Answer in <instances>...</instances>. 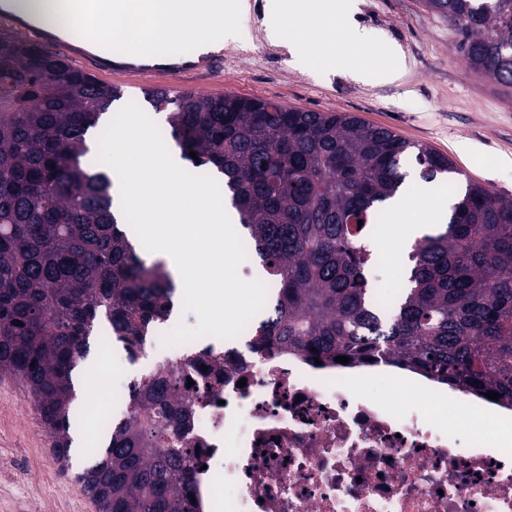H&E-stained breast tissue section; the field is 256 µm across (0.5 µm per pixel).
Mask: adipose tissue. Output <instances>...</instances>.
<instances>
[{"mask_svg": "<svg viewBox=\"0 0 512 512\" xmlns=\"http://www.w3.org/2000/svg\"><path fill=\"white\" fill-rule=\"evenodd\" d=\"M354 0H275L273 10L279 26L274 38L284 41L291 49L312 53L334 61L341 48L356 47L360 53L353 61V71L361 78H389L388 70L376 67L375 59L398 57V50L388 44L370 41L366 33L343 24L326 30L318 39H310L307 24L321 22L335 12L350 14ZM0 7L14 15L33 19L45 28L68 32L75 25L70 20L69 0H0ZM245 0H102L96 8L95 27L98 36L120 42L126 55L142 53V43L153 40L161 46H171L183 40L201 44L204 52L220 50L232 38L228 17L242 13ZM138 23L129 29L124 25L128 16Z\"/></svg>", "mask_w": 512, "mask_h": 512, "instance_id": "1", "label": "adipose tissue"}]
</instances>
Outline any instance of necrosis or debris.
Returning <instances> with one entry per match:
<instances>
[{
	"label": "necrosis or debris",
	"instance_id": "1",
	"mask_svg": "<svg viewBox=\"0 0 512 512\" xmlns=\"http://www.w3.org/2000/svg\"><path fill=\"white\" fill-rule=\"evenodd\" d=\"M172 308L148 340L175 377L195 450L191 512H512V450L466 439L431 408L446 383L391 363H316L255 351L251 329L164 345ZM388 377L381 395L368 383Z\"/></svg>",
	"mask_w": 512,
	"mask_h": 512
}]
</instances>
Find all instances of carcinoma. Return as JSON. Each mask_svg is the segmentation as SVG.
I'll return each mask as SVG.
<instances>
[{
	"label": "carcinoma",
	"mask_w": 512,
	"mask_h": 512,
	"mask_svg": "<svg viewBox=\"0 0 512 512\" xmlns=\"http://www.w3.org/2000/svg\"><path fill=\"white\" fill-rule=\"evenodd\" d=\"M460 35L472 71L512 86V0H426ZM183 158L224 178L232 208L275 292L252 344L354 362L386 357L454 389L512 406V198L470 183L448 223L409 245L402 291L366 275L367 237L403 188L405 162L432 183L452 160L346 112L237 94L146 89ZM121 90L40 44L0 31V372L27 386L68 465L73 372L104 318L134 355L173 301L113 212L112 179L83 162L87 136ZM170 377L147 374L128 414L88 455L98 512H188L186 410Z\"/></svg>",
	"instance_id": "obj_1"
}]
</instances>
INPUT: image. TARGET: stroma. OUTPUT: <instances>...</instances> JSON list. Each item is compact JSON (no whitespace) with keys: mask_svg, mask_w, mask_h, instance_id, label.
<instances>
[{"mask_svg":"<svg viewBox=\"0 0 512 512\" xmlns=\"http://www.w3.org/2000/svg\"><path fill=\"white\" fill-rule=\"evenodd\" d=\"M249 9L233 18L235 38L213 53L209 67L167 74L114 71L79 55L70 46L56 53L102 82L121 87L112 104H144L147 88L186 90L220 96L226 93L265 98L291 107L350 112L368 123L391 129L403 138L429 145L456 167L449 175L457 191L467 182L512 197V88L468 69L456 32L425 0H358L354 19L373 39L397 47L400 60L394 79H361L350 70L300 61L286 44L268 36L273 17L269 0H247ZM402 226L389 223L382 237L370 240L374 257L367 278L382 296L397 294L405 268L387 244ZM109 325L97 321L89 352L75 371L79 394L78 431L84 444L100 437L103 413L120 417L112 395L123 392L157 363L147 350L132 367L119 346H107ZM82 465L61 467L32 397L18 379L0 375V512H96L77 477Z\"/></svg>","mask_w":512,"mask_h":512,"instance_id":"1","label":"stroma"}]
</instances>
